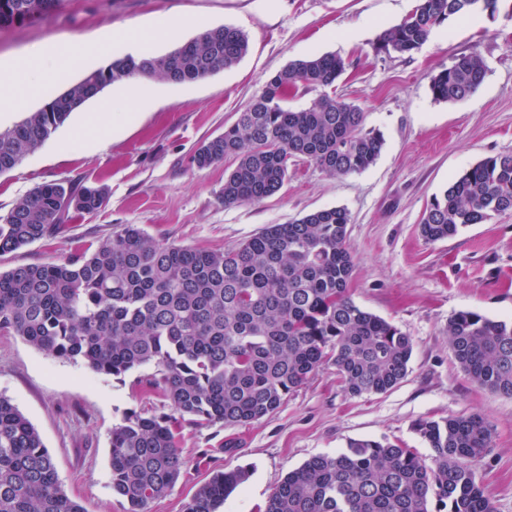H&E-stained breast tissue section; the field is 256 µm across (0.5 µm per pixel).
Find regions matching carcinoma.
<instances>
[{"label": "carcinoma", "instance_id": "obj_1", "mask_svg": "<svg viewBox=\"0 0 512 512\" xmlns=\"http://www.w3.org/2000/svg\"><path fill=\"white\" fill-rule=\"evenodd\" d=\"M61 2L4 0V7L25 22L56 11ZM499 2L418 0L382 32L376 51L410 55L449 18L493 13ZM248 49L240 29L209 28L164 55L112 61L109 81L150 75L193 82L233 67ZM345 71L336 54L294 60L266 80L223 133L201 143L194 155L198 168L235 161L224 176V205L275 195L295 158L334 176L375 164L383 135L364 129L358 105L328 93ZM485 77L482 58L462 54L431 76L430 91L439 102L462 101ZM299 87L325 93L294 110L286 105L287 94ZM85 101L81 80L47 102L49 111L0 129V174L39 148ZM107 197L104 186L35 187L0 215V253L54 236L66 215L95 212ZM508 210L512 155L491 156L430 201L420 234L427 242L442 241ZM348 224L345 209H320L270 224L227 252L160 244L125 224L91 252L0 272V332L97 374L121 378L155 369L149 385L162 393L171 413L133 411L112 428L111 486L124 512H150V504L177 481V416L209 426L250 425L277 411L329 363L353 397L387 392L406 377L411 337L349 294L354 263ZM448 345L473 382L512 397V321L459 311L448 321ZM412 429L432 449L431 463L388 440H352L347 451L313 456L288 472L264 512H493L475 469L491 448L487 418L421 419ZM247 476L243 468L214 474L184 512H219ZM0 512H82L63 490L37 430L2 395Z\"/></svg>", "mask_w": 512, "mask_h": 512}]
</instances>
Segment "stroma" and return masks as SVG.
I'll list each match as a JSON object with an SVG mask.
<instances>
[{
    "label": "stroma",
    "instance_id": "1",
    "mask_svg": "<svg viewBox=\"0 0 512 512\" xmlns=\"http://www.w3.org/2000/svg\"><path fill=\"white\" fill-rule=\"evenodd\" d=\"M417 0H63L41 19L0 28V64L34 48L72 39L86 46L131 24L153 26L194 16L205 27L245 33L249 50L234 67L175 84L157 78L140 90L129 81L108 85L84 110L71 113L50 139L0 175V214L35 186L50 182L103 185L105 205L75 216L64 231L0 254V272L57 263L95 248L121 225L134 224L159 243L229 251L270 224H286L319 209L340 207L350 218L354 258L350 285L357 305L411 336L405 379L382 394L347 395L333 366H323L288 395L279 409L245 427L177 424L184 465L151 512H183L213 474L250 472L222 512H263L287 473L312 456L346 451L349 441L388 440L430 450L413 422L478 412L493 425L492 447L476 468L495 512H512V398L474 383L448 345V321L472 310L512 320V211L428 243L419 232L435 195L484 158L512 154V6L496 13L453 17L412 54L375 51L379 34L399 23ZM477 52L487 73L481 87L455 103L435 101L430 78L462 53ZM325 53L347 63L338 96L360 105L384 149L369 169L333 177L313 163L289 166L282 190L257 204L225 206L224 176L232 161L200 169L193 156L223 132L258 95L268 77L293 60ZM66 64L58 80L17 110L0 116L7 128L38 111L52 96L102 68ZM110 102L115 126L98 135L86 113ZM151 368L123 379L57 359L21 337L0 333V394L38 431L66 493L85 512H122L110 476L112 429L131 411L160 413L168 402L143 385ZM233 442L223 450L224 442Z\"/></svg>",
    "mask_w": 512,
    "mask_h": 512
}]
</instances>
